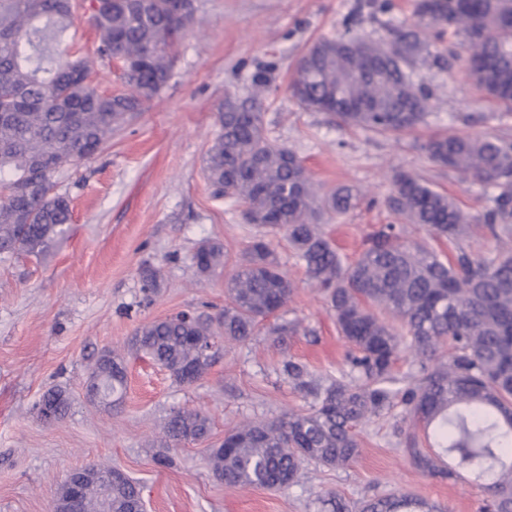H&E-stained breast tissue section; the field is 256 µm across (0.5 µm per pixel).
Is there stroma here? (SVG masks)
<instances>
[{
	"label": "stroma",
	"instance_id": "stroma-1",
	"mask_svg": "<svg viewBox=\"0 0 512 512\" xmlns=\"http://www.w3.org/2000/svg\"><path fill=\"white\" fill-rule=\"evenodd\" d=\"M416 3L392 0L382 14L367 0H198L167 87L102 150L56 176L55 191L73 211L67 235L38 258L0 253V512H50L65 475L87 465L122 468L139 482L146 512H318L327 491L355 501L395 490L448 512H479L486 493L468 475L440 482L413 466L397 432L404 419L398 406L359 429V454L349 466L306 464L279 491L239 489L214 477L210 450L241 422L308 408L279 372L283 357L322 378L350 371L334 315L284 237L272 246L294 283L291 300L249 339L225 344L202 379L179 384L127 352L144 323L179 311L221 312L224 279L259 233L241 203L213 195L205 172L216 109L225 97L249 96L256 70L270 75L259 102L269 139L301 158L320 192L349 186L362 197L323 226L343 259L356 258L373 229L400 222L385 203L394 170L420 175L470 214L490 205L494 188L438 168L424 149L438 134L512 138V112L472 84L462 47L450 62L416 69L415 81L432 98L424 123L409 133L341 126L301 108L290 93L296 66L315 41L344 34L389 39L391 31L415 27ZM89 4L77 0L56 48L85 58L99 91L113 92L123 87L122 70L97 54ZM204 241L226 251L224 265L208 274L193 262ZM150 271L157 275L151 296L142 290ZM285 321L299 329L283 349L268 329ZM107 349L127 366L126 389L112 408L84 396L87 372ZM52 390L66 392L71 406L63 419L47 422L40 404ZM178 409L209 417L206 440L166 445L163 425ZM160 455L171 466H158Z\"/></svg>",
	"mask_w": 512,
	"mask_h": 512
}]
</instances>
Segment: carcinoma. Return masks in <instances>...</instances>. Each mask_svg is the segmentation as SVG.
I'll return each mask as SVG.
<instances>
[{"label": "carcinoma", "mask_w": 512, "mask_h": 512, "mask_svg": "<svg viewBox=\"0 0 512 512\" xmlns=\"http://www.w3.org/2000/svg\"><path fill=\"white\" fill-rule=\"evenodd\" d=\"M168 0L141 9L135 0H112L92 15L97 53L124 64L127 90L104 94L88 82L80 58H55L52 43L65 32L72 0H0V252L39 257L68 230L67 197L51 194L52 166L90 157L157 97L168 84L173 48L194 20L176 19ZM467 20L452 28L466 46L475 87L512 111V0H419L424 28L443 34L450 16ZM433 43L412 31L389 42L368 37L322 38L301 57L290 92L298 104L333 115L340 124L378 134L402 133L424 121L431 93L410 70L438 60ZM268 76L252 75L253 97L230 111L219 105L218 134L206 158L215 192L244 204V217L265 229L250 241L225 281L218 328L227 341L253 335L259 320L284 308L293 284L271 248L283 234L324 294L336 326L351 345V379L323 380L291 358L281 362L307 410L228 432L231 448L211 450L214 472L241 488L280 489V476L295 479L302 464L342 467L358 455L357 428L401 405L412 429L402 432L406 452L424 474L453 479L467 471L488 495L481 512H512V139L488 135H440L424 149L438 167L499 189L480 215L463 211L450 196L420 176L394 171L390 209L435 239L457 242L470 224L482 223L500 244L473 255L459 248L443 260L432 249L402 241L403 229L386 224L370 233L365 248L345 265L320 229L325 212L345 213L359 195L345 187L319 196L299 158L267 137L255 97ZM223 247L201 245L198 269L222 263ZM216 328V329H218ZM210 320L171 316L136 329V353L185 383L182 368L205 375L213 360L199 343L216 335ZM450 347L448 357L440 350ZM414 369L398 376L402 353ZM97 364L109 372L100 382L122 394L124 362L108 352ZM433 427L428 447L417 427ZM210 420L197 410H178L166 425L176 443H196ZM448 456L453 463H443ZM139 493L130 480L113 487L115 507ZM320 512H436L409 493H392L354 505L335 493L320 499Z\"/></svg>", "instance_id": "1"}]
</instances>
